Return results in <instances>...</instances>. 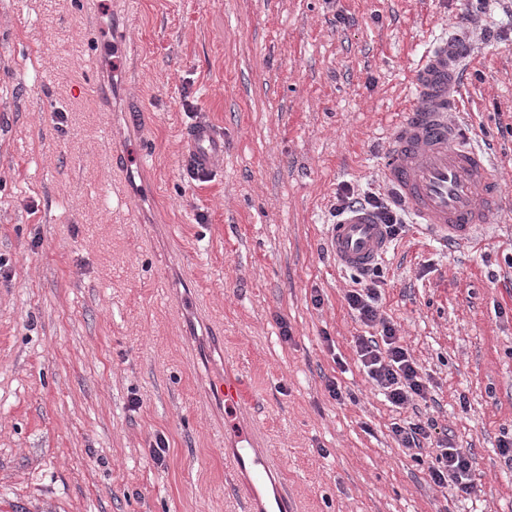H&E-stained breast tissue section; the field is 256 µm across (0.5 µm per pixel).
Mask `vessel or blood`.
Instances as JSON below:
<instances>
[{
  "label": "vessel or blood",
  "mask_w": 512,
  "mask_h": 512,
  "mask_svg": "<svg viewBox=\"0 0 512 512\" xmlns=\"http://www.w3.org/2000/svg\"><path fill=\"white\" fill-rule=\"evenodd\" d=\"M412 83L415 97L391 121L383 179L424 232L468 244L497 211L501 183L488 153L448 122L449 113L461 107L468 85L453 43L434 40L414 68ZM186 142L194 164L207 172L224 150L223 141L205 124L190 128ZM328 247L340 268L363 271L384 257L388 240L374 214L358 208L330 226ZM218 392L227 408L237 410L246 403L239 377H225ZM231 464L250 469L258 482L273 471L271 457L253 448L233 449Z\"/></svg>",
  "instance_id": "obj_1"
}]
</instances>
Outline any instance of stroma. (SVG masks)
Instances as JSON below:
<instances>
[{"mask_svg":"<svg viewBox=\"0 0 512 512\" xmlns=\"http://www.w3.org/2000/svg\"><path fill=\"white\" fill-rule=\"evenodd\" d=\"M461 30L451 119L502 207L471 246L405 224L379 286L419 413L471 459L462 497L395 442L327 247L338 190L382 184L428 42ZM198 123L224 141L203 180ZM510 255L512 0H0V512H247L224 451L251 442L296 512H512ZM229 372L247 413L213 392Z\"/></svg>","mask_w":512,"mask_h":512,"instance_id":"obj_1","label":"stroma"}]
</instances>
